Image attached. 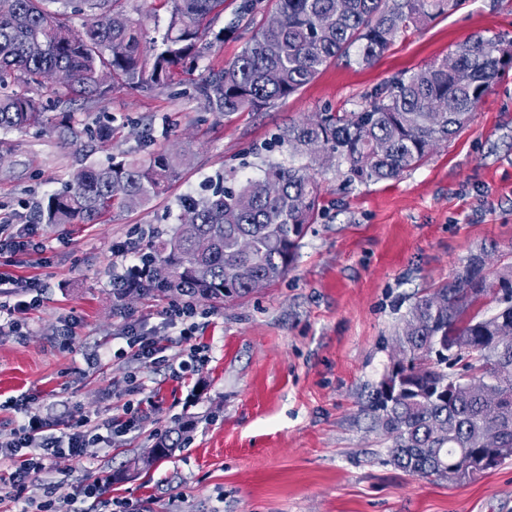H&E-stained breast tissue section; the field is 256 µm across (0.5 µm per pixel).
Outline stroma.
Here are the masks:
<instances>
[{"label":"stroma","mask_w":512,"mask_h":512,"mask_svg":"<svg viewBox=\"0 0 512 512\" xmlns=\"http://www.w3.org/2000/svg\"><path fill=\"white\" fill-rule=\"evenodd\" d=\"M512 40V0H462L452 13L399 34L373 65L336 61L286 100L221 116L194 97L188 76L152 91L124 90L70 109L84 128L76 143L32 131L0 132V224L33 222L36 205L80 165L153 149H187L181 178L149 206L100 224L37 226L41 253L9 272L40 280L43 303L25 333L0 335V433L21 422L4 404L34 394L59 421L80 413L121 419L123 437L100 429L83 458L55 459L44 481L53 498L107 480L108 499L147 512H512V458L457 484L413 477L389 461L391 446L368 408L395 352V332L416 294L453 277L460 261L487 251L486 269L512 264V69L504 71L467 128L395 180L343 189L320 171L324 210L302 239L288 274L251 295L195 300L206 363L179 369L126 355L127 318L155 330L169 359L181 356L166 328L182 295L139 289L116 295L113 248L128 238L151 247L173 235L183 197L235 172L259 176L272 135L324 108L355 110L362 94L441 59L474 36ZM121 127L109 150L86 129L101 115ZM106 353L90 366L93 352ZM136 372L141 386L122 385ZM185 422L189 440L149 469L158 435Z\"/></svg>","instance_id":"35a3bbf8"}]
</instances>
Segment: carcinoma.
I'll return each mask as SVG.
<instances>
[{"label": "carcinoma", "mask_w": 512, "mask_h": 512, "mask_svg": "<svg viewBox=\"0 0 512 512\" xmlns=\"http://www.w3.org/2000/svg\"><path fill=\"white\" fill-rule=\"evenodd\" d=\"M137 0H0V131L77 137L76 115L54 121L43 96L58 103L101 99L123 89L172 84L191 71L212 46L210 17L224 0H163L170 19L161 43L143 46ZM261 0H240L237 24L215 35H249L241 53L223 66L205 68L194 83L206 109L223 116L257 112L310 84L339 58L367 66L396 36L446 15L460 0H276L267 23ZM86 13L75 30L68 13ZM498 36H478L447 57L405 72L361 96L357 110H326L277 133L272 147L288 155L266 166L258 179L224 175V187L200 199L186 197L181 212L194 215L192 231L179 225L158 244L154 286L191 298L222 300L253 292L251 281L274 282L294 265L301 239L320 215L313 171L336 168L345 182L397 179L419 166L472 114L503 71ZM356 53H351V49ZM65 69L71 82L50 86L47 75ZM100 148L112 144L111 121L90 131ZM181 155L158 149L146 157H110L74 171L64 188L40 206L39 224H99L114 211L151 204L177 181ZM487 254L459 263L454 276L423 290L395 334L402 364L376 387L371 409L392 440L391 462L432 482L462 480L466 464L486 453V433L496 448H512V266L491 278ZM206 270L200 278L195 266ZM497 304L488 315L484 307ZM401 393L389 399L383 384ZM185 438L158 437V458Z\"/></svg>", "instance_id": "obj_1"}]
</instances>
